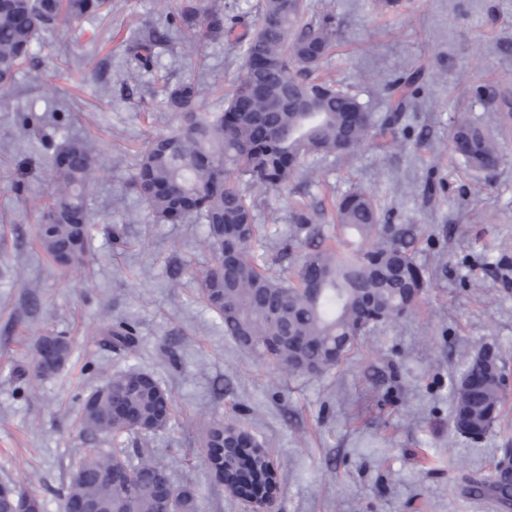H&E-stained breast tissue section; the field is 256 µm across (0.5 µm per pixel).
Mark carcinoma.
I'll return each instance as SVG.
<instances>
[{"instance_id":"cac0c4a2","label":"carcinoma","mask_w":512,"mask_h":512,"mask_svg":"<svg viewBox=\"0 0 512 512\" xmlns=\"http://www.w3.org/2000/svg\"><path fill=\"white\" fill-rule=\"evenodd\" d=\"M110 0H0V88L10 86L19 66L34 58L37 36L67 21L96 17ZM304 0H260L255 14L230 15L217 0H177L166 24L135 37L127 53L150 71L155 47L177 38L195 54L207 43L232 39L246 60L243 77L225 95L224 108L201 107L199 85L167 89L161 105L177 115L170 131L154 137L140 155L131 187L154 224L195 217L206 224L211 258L200 296L217 314L224 335L258 360L296 375H319L338 367L359 339L382 324L411 313L430 288L417 262L418 224H396L373 197L355 189L336 207L344 232L329 243L324 225L304 207L292 209L289 235L302 252L297 266L274 274L256 212L261 195L288 185L308 161L354 156L367 144L396 137L402 114L423 68L385 85L389 99L379 115L348 91L313 76L336 41L330 15L305 19ZM449 140L465 167L491 171L503 160L495 139L466 117ZM54 176L40 210L41 249L61 268L84 267L91 239L87 198L98 171L95 145L74 137L49 159ZM112 347L133 352L134 323L107 330ZM507 385L497 355L483 351L465 366L452 388L456 431L470 438L488 434L500 417ZM171 396L146 372L129 369L82 396L80 425L101 438L145 439L170 421ZM254 437L244 426L213 421L201 440L211 449L213 473L241 489L270 485L267 450L243 449L233 470L224 469V433ZM129 472L127 489L108 479ZM466 493L489 497L512 512V467L497 461L486 477L468 479ZM64 501L89 504L94 512H199L198 495L173 484L167 471L139 451L120 446L91 448L79 460Z\"/></svg>"}]
</instances>
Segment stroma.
<instances>
[{"instance_id":"stroma-1","label":"stroma","mask_w":512,"mask_h":512,"mask_svg":"<svg viewBox=\"0 0 512 512\" xmlns=\"http://www.w3.org/2000/svg\"><path fill=\"white\" fill-rule=\"evenodd\" d=\"M310 2L339 30L322 74L375 111L385 110L382 88L396 72L425 68L396 145L321 161L296 183L325 212L361 188L396 223L421 225L427 295L329 372L261 364L200 299L204 225L152 223L130 188L138 153L176 122L159 105L166 87L200 84L202 106L217 107L243 73L240 50L211 43L198 61L175 41L153 71L138 70L126 41L162 24L176 0H112L111 20L41 35L36 60L0 91V483L37 497L44 512H63L85 446L78 394L131 368L172 397L170 422L149 446L176 485L195 488L201 512H246L199 445L216 419L252 428L268 448L276 512H493L463 488L512 448V388L494 430L477 440L455 432L451 389L488 346L512 379V120L492 100L512 88V0H402L389 12L370 0ZM22 110L44 118L42 135L23 132ZM460 114L497 139L505 161L496 171L464 170L449 150ZM45 136H87L98 148L94 226L78 273L35 241L36 209L52 185ZM117 233L124 246L114 245ZM121 320L138 326L130 356L104 334ZM53 333L67 337L70 357L55 376L35 377L36 340Z\"/></svg>"}]
</instances>
